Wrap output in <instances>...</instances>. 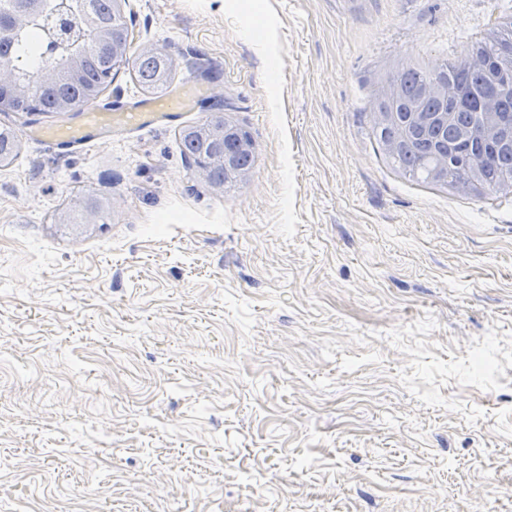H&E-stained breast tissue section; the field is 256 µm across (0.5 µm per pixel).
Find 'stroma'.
I'll use <instances>...</instances> for the list:
<instances>
[{"instance_id": "1", "label": "stroma", "mask_w": 512, "mask_h": 512, "mask_svg": "<svg viewBox=\"0 0 512 512\" xmlns=\"http://www.w3.org/2000/svg\"><path fill=\"white\" fill-rule=\"evenodd\" d=\"M168 124L66 151L0 112V512H512V194L405 177L373 103L512 0H121ZM255 165L214 187L213 112ZM97 193L107 223H60ZM125 61L127 64L131 61L137 82L143 90L159 94L169 88L175 61L164 47L152 45L138 50L126 57ZM219 117L211 115L205 120L204 123L187 128L181 138V143L184 149L189 153L196 155L197 158L203 157L208 159L212 153L220 150L218 144L203 141L219 140L224 143V152L220 155V160L224 161V166H210L204 167L208 179L212 183L225 184L232 182L235 179L234 174L229 170L225 171L224 168H233L236 166L238 152L243 151L245 146L238 139L236 133V125L224 119V123L219 124ZM219 124V125H217ZM204 125H217L203 130L198 137L196 130Z\"/></svg>"}]
</instances>
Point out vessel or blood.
<instances>
[{
    "mask_svg": "<svg viewBox=\"0 0 512 512\" xmlns=\"http://www.w3.org/2000/svg\"><path fill=\"white\" fill-rule=\"evenodd\" d=\"M197 88L188 86L164 99H147L127 108L92 109L81 122L31 129L30 137L68 149L94 140H105L119 130L141 129L167 123L175 112L192 110Z\"/></svg>",
    "mask_w": 512,
    "mask_h": 512,
    "instance_id": "1",
    "label": "vessel or blood"
}]
</instances>
